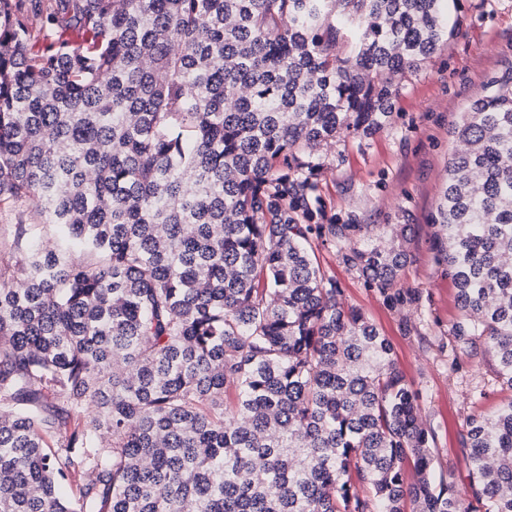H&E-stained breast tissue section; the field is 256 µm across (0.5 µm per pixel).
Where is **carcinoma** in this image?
I'll use <instances>...</instances> for the list:
<instances>
[{
    "label": "carcinoma",
    "mask_w": 512,
    "mask_h": 512,
    "mask_svg": "<svg viewBox=\"0 0 512 512\" xmlns=\"http://www.w3.org/2000/svg\"><path fill=\"white\" fill-rule=\"evenodd\" d=\"M447 37L448 0H0V512H512V399L457 488L317 256L413 302L409 225L321 223L318 150ZM451 135L453 339L512 390V63Z\"/></svg>",
    "instance_id": "1"
}]
</instances>
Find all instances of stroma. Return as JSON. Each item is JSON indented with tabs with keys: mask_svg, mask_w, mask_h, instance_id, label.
<instances>
[{
	"mask_svg": "<svg viewBox=\"0 0 512 512\" xmlns=\"http://www.w3.org/2000/svg\"><path fill=\"white\" fill-rule=\"evenodd\" d=\"M449 13L447 43L396 79L389 125L328 149L318 191L326 218L410 225V260L397 285L414 294L415 303L388 307L333 250H321L319 260L342 288L345 306L360 308L392 342L435 434L437 461L464 489L471 479L466 419L495 410L512 391L492 362H470L452 340L456 289L436 259L430 221L447 177L452 125L487 80L512 62V0H451Z\"/></svg>",
	"mask_w": 512,
	"mask_h": 512,
	"instance_id": "stroma-1",
	"label": "stroma"
}]
</instances>
